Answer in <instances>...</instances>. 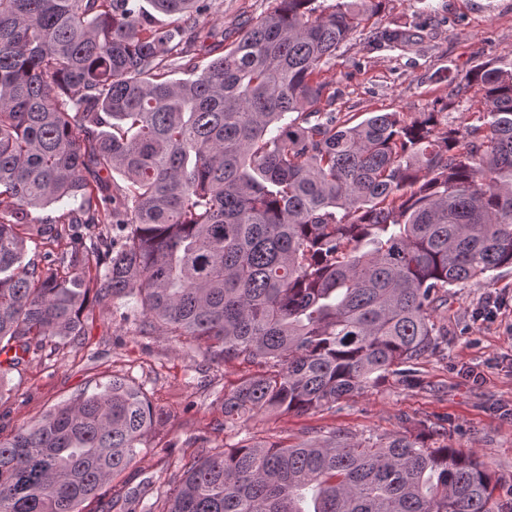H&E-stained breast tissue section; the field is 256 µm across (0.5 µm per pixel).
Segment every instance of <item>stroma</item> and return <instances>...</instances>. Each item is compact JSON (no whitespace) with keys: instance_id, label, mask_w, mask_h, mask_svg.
Returning a JSON list of instances; mask_svg holds the SVG:
<instances>
[{"instance_id":"35a3bbf8","label":"stroma","mask_w":512,"mask_h":512,"mask_svg":"<svg viewBox=\"0 0 512 512\" xmlns=\"http://www.w3.org/2000/svg\"><path fill=\"white\" fill-rule=\"evenodd\" d=\"M274 5L217 0L200 22L231 30ZM388 28L407 30L409 41L367 46L369 32ZM496 59H512V0H386L320 76L335 88L331 109L341 118L414 117L438 106L453 132L472 122L483 99L475 85L450 93L449 78ZM135 306L131 298L91 303L86 336L31 351L8 374V393L0 399L1 438L115 375L139 386L162 412L146 448L105 485L91 512H107L132 496L146 512L179 479L183 463L245 436L289 445L330 432L384 438L422 424L430 441L474 453L497 481L496 512H512V267L449 289L448 334L415 365L413 382L388 379L332 410L258 415L235 433L224 428V391L248 366L213 363L158 330L136 332L125 319Z\"/></svg>"}]
</instances>
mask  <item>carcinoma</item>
Masks as SVG:
<instances>
[{
    "label": "carcinoma",
    "instance_id": "obj_1",
    "mask_svg": "<svg viewBox=\"0 0 512 512\" xmlns=\"http://www.w3.org/2000/svg\"><path fill=\"white\" fill-rule=\"evenodd\" d=\"M275 2L226 45L199 26L213 0H0V353L21 352L0 399L32 347L85 335L92 296L261 367L224 391L226 430L333 409L439 345L449 288L512 266V59L466 73L484 108L460 131L435 107L352 125L321 65L385 0ZM30 243L65 249L40 266ZM162 420L114 377L20 427L0 512H83ZM495 488L422 435L250 437L147 512H495Z\"/></svg>",
    "mask_w": 512,
    "mask_h": 512
}]
</instances>
